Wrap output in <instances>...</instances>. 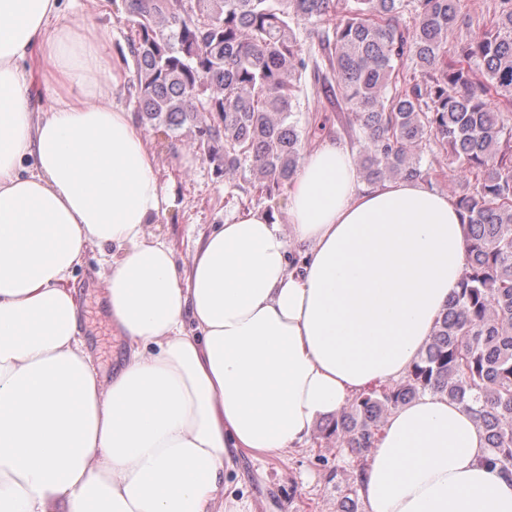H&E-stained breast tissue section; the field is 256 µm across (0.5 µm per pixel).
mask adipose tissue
<instances>
[{
    "instance_id": "ef3b65f1",
    "label": "adipose tissue",
    "mask_w": 512,
    "mask_h": 512,
    "mask_svg": "<svg viewBox=\"0 0 512 512\" xmlns=\"http://www.w3.org/2000/svg\"><path fill=\"white\" fill-rule=\"evenodd\" d=\"M112 48L65 0H0V512H248L233 457L303 447L352 394L412 369L467 263L454 199L364 184L328 139L287 222L245 210L189 267L148 236L171 204L117 105ZM130 351L94 368L68 283L90 248ZM300 262L291 265V254ZM466 404L427 392L386 418L359 476L368 512H512Z\"/></svg>"
}]
</instances>
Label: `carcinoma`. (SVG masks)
I'll return each mask as SVG.
<instances>
[{
	"instance_id": "1",
	"label": "carcinoma",
	"mask_w": 512,
	"mask_h": 512,
	"mask_svg": "<svg viewBox=\"0 0 512 512\" xmlns=\"http://www.w3.org/2000/svg\"><path fill=\"white\" fill-rule=\"evenodd\" d=\"M498 2L493 25L449 53L461 0H413L408 25L403 0H121L140 120L166 136L193 126L216 175L247 168L269 199L296 175L309 135L292 102L318 68L295 34L304 19L331 29L335 84L316 93L358 112L363 180L427 177L412 151L431 137L466 178L467 266L430 343L405 380L363 391L324 429L358 456L389 411L430 391L474 405L489 453L512 466V0ZM410 55L422 84L400 78Z\"/></svg>"
}]
</instances>
